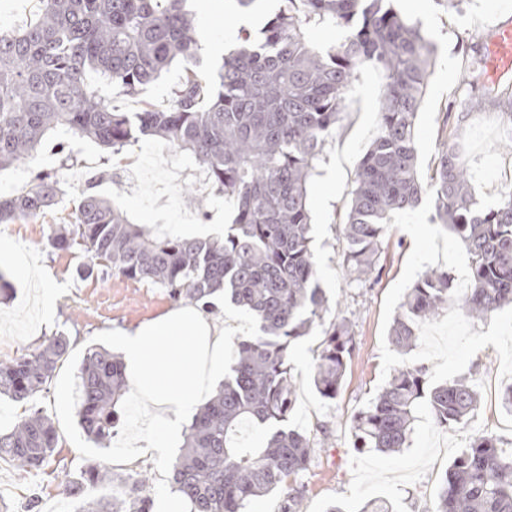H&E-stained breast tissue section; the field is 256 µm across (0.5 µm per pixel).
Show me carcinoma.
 I'll return each mask as SVG.
<instances>
[{
    "mask_svg": "<svg viewBox=\"0 0 512 512\" xmlns=\"http://www.w3.org/2000/svg\"><path fill=\"white\" fill-rule=\"evenodd\" d=\"M184 2L36 0L29 22L0 29V172L28 163L52 132L90 140L114 156L131 142L154 139L201 167L233 215L223 238L149 230L130 223L119 202L85 194L48 245L79 247L127 279L204 309L227 295L253 317L257 331L236 340L230 373L193 415L172 465L171 491L191 512H245L273 493L282 498L281 512H303L299 478L327 436L315 441L289 426L295 386L288 354L328 312L309 235L308 188L353 81L368 69L380 86L376 132L343 226L350 274L359 279L372 270L384 224L414 210L430 189L436 223L470 259L472 288L459 298L454 278L438 268L408 289L389 331L398 351L416 340L415 320L440 315L452 301L479 321L512 304V194L480 206L460 133L443 145L429 179L420 176L415 121L436 46L394 0H281L261 37L241 31L237 47L206 78L197 69L200 40ZM328 25L345 30L342 42L314 44L311 31ZM173 67L180 79L167 108L144 101L137 112H121L89 80L95 73L119 93L138 96ZM486 103L512 112V92L488 90L468 106ZM60 194L59 182L38 172L20 193L0 197V224L40 217ZM351 344L344 322L323 329L313 365L322 398L338 396ZM70 348V338L59 334L0 360V396L34 401ZM78 379V424L106 448L130 392L122 359L90 347ZM479 400L474 383L430 387L423 370H399L355 417L357 447L398 452L419 406L448 427L464 422ZM57 444L53 421L33 411L0 432V460L40 469ZM149 481L145 472L124 477L93 465L66 482L62 495L74 503L72 512H152ZM94 485L111 486L112 497L88 495ZM435 512H512V450L492 435L475 437L445 471Z\"/></svg>",
    "mask_w": 512,
    "mask_h": 512,
    "instance_id": "obj_1",
    "label": "carcinoma"
}]
</instances>
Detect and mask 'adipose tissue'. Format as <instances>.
Segmentation results:
<instances>
[{"label":"adipose tissue","mask_w":512,"mask_h":512,"mask_svg":"<svg viewBox=\"0 0 512 512\" xmlns=\"http://www.w3.org/2000/svg\"><path fill=\"white\" fill-rule=\"evenodd\" d=\"M116 336L149 432L176 439L182 418L204 404L224 377L223 328L198 306L182 304Z\"/></svg>","instance_id":"adipose-tissue-1"}]
</instances>
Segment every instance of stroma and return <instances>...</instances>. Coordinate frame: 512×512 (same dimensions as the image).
I'll return each mask as SVG.
<instances>
[{
    "instance_id": "obj_1",
    "label": "stroma",
    "mask_w": 512,
    "mask_h": 512,
    "mask_svg": "<svg viewBox=\"0 0 512 512\" xmlns=\"http://www.w3.org/2000/svg\"><path fill=\"white\" fill-rule=\"evenodd\" d=\"M494 12L480 14V0H396L398 10L419 22L437 46L435 64L424 102L416 118V146L421 173H428L435 156L454 131L467 141L470 183L481 205L492 206L512 192V149L505 136L512 120L503 112L472 109L468 102L488 84L482 58L496 25L512 21V0H498ZM194 19L208 18L199 30L200 69L212 70L217 56L232 47L240 29L257 33L276 13L277 0H259L249 12L234 8L231 0H188ZM177 71H170L149 85L142 98L118 95L99 82L100 94L113 107L135 112L142 101L168 105ZM379 80L371 71L361 72L346 95V109L335 136L323 152L319 173L309 186L313 247L318 279L329 300L330 318L346 321L353 336V350L336 399L319 396L312 384L321 328L296 342L289 363L297 400L292 424L306 434L325 427L327 448L317 451L300 481L305 490V512H325L333 503L345 512H358L367 500H388L395 512H432L440 479L448 465L471 437L496 436L501 447L512 448V414L505 412L498 395L512 384V306L482 323L458 311L417 324L411 350L399 352L389 329L401 311L403 295L422 272L443 268L455 283H468L469 257L456 237L433 220V194L408 213L392 216L384 226L374 271L353 279L342 262L345 248L342 228L349 205V191L358 165L378 122ZM56 178L63 190L52 211L39 218L0 224V241H9L56 290L51 317H44L37 300L35 281L2 266L12 292L0 299V360L21 351L37 349L50 336L63 333L71 351L34 402L54 422L58 448L41 470L23 471L0 462V500L9 512H56L60 484L79 474L90 463L106 465L128 475L147 472L152 512H164L171 494L169 470L178 448L153 458L133 456L130 439L147 431L145 417L135 398H128L112 444L95 448L78 425V368L90 346L114 348L112 333L155 319L175 308L166 289L94 270L80 273L90 259L79 250L48 246L55 225L64 223L79 198L94 193L119 201L129 220L161 227L174 235L220 236L232 220L222 196L214 194L199 167L180 150L156 140L127 145L114 156L88 140L62 134L49 135L27 164L0 172V195L25 187L37 172ZM195 196L205 203L197 209L187 201ZM424 366L429 380H477L482 399L463 424L442 428L427 408H419L408 443L399 453L382 454L355 445L354 419L373 401L395 370Z\"/></svg>"
}]
</instances>
